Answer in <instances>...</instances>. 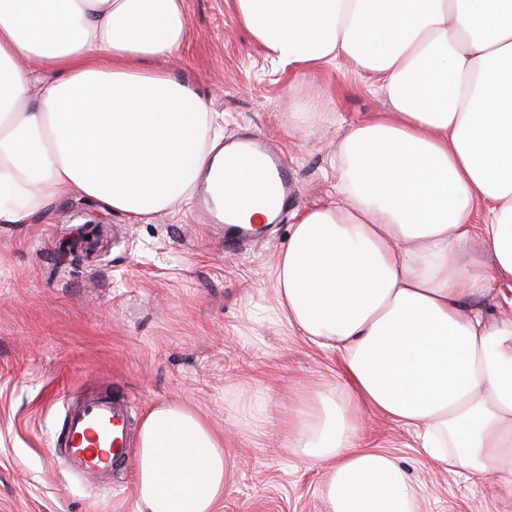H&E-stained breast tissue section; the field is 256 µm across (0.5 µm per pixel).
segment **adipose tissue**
Returning <instances> with one entry per match:
<instances>
[{"instance_id": "1", "label": "adipose tissue", "mask_w": 512, "mask_h": 512, "mask_svg": "<svg viewBox=\"0 0 512 512\" xmlns=\"http://www.w3.org/2000/svg\"><path fill=\"white\" fill-rule=\"evenodd\" d=\"M235 3L273 62L346 64L390 112L343 136L339 201L292 224L273 305L250 307L252 324L339 356L338 383L299 393L283 418L289 449L325 467L327 512H417L396 460L359 445L368 408L413 430L431 463L512 498V0ZM188 29L184 0H0V224L69 192L135 222L190 200L205 165L221 166L219 127L188 84L147 67ZM272 407L253 386L227 432L262 434ZM226 474L224 439L198 411L149 412L137 512H216Z\"/></svg>"}]
</instances>
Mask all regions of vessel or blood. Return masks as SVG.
<instances>
[{
	"label": "vessel or blood",
	"mask_w": 512,
	"mask_h": 512,
	"mask_svg": "<svg viewBox=\"0 0 512 512\" xmlns=\"http://www.w3.org/2000/svg\"><path fill=\"white\" fill-rule=\"evenodd\" d=\"M258 160L264 178L274 179L281 197V210H288L295 197V180L285 155L269 142L256 138L238 139L224 156V173L232 175L247 161ZM64 425L66 438L59 445L72 472L100 482L110 481L129 456L131 427L127 404L107 394L84 398L68 408Z\"/></svg>",
	"instance_id": "1"
}]
</instances>
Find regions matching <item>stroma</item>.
<instances>
[{
	"mask_svg": "<svg viewBox=\"0 0 512 512\" xmlns=\"http://www.w3.org/2000/svg\"><path fill=\"white\" fill-rule=\"evenodd\" d=\"M189 38L151 66L187 81L224 118V136L260 134L284 151L293 210L236 252L197 203L131 222L99 202L63 195L24 224H0V512H137L133 467L112 483L81 482L54 459L65 408L106 390L133 428L180 400L223 430L251 386L274 400L267 434L225 442L228 477L217 512H326L322 468L288 451L280 419L291 396L335 382L338 359L284 326H253L250 292L272 298L270 265L297 212L337 199L338 143L384 99L349 67L300 76L271 65L237 23L235 0H185ZM322 109L289 126L297 98ZM365 447L395 456L420 488L419 512H512L494 486L431 465L414 434L366 412Z\"/></svg>",
	"mask_w": 512,
	"mask_h": 512,
	"instance_id": "35a3bbf8",
	"label": "stroma"
}]
</instances>
